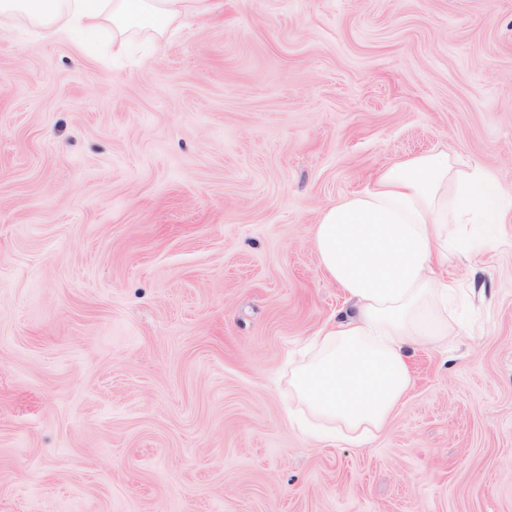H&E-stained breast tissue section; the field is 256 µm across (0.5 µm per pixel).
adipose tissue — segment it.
<instances>
[{
	"label": "adipose tissue",
	"instance_id": "ef3b65f1",
	"mask_svg": "<svg viewBox=\"0 0 512 512\" xmlns=\"http://www.w3.org/2000/svg\"><path fill=\"white\" fill-rule=\"evenodd\" d=\"M223 8V0H0V19L24 21L52 42L91 45L108 31L123 50L139 32L155 42L188 17ZM498 190L494 174L461 170L440 152L397 163L321 210L311 241L351 307L315 332L308 357L290 370L300 426L351 441L384 428L412 387L414 351L457 334L448 265L467 256V226Z\"/></svg>",
	"mask_w": 512,
	"mask_h": 512
}]
</instances>
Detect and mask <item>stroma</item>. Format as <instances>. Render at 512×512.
I'll return each mask as SVG.
<instances>
[{"mask_svg": "<svg viewBox=\"0 0 512 512\" xmlns=\"http://www.w3.org/2000/svg\"><path fill=\"white\" fill-rule=\"evenodd\" d=\"M450 152L512 208V0H224L116 65L0 23V512H512V221L357 446L288 419L310 229Z\"/></svg>", "mask_w": 512, "mask_h": 512, "instance_id": "35a3bbf8", "label": "stroma"}]
</instances>
